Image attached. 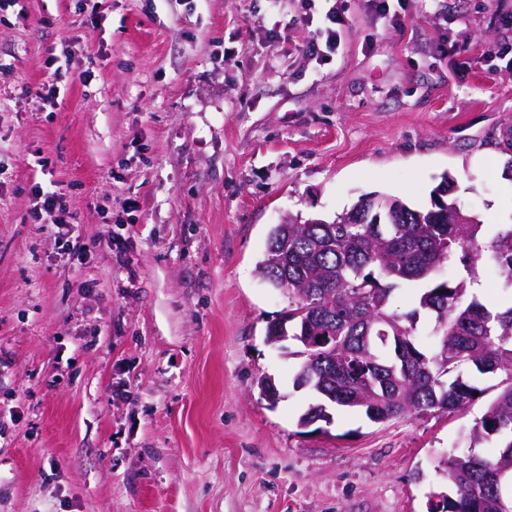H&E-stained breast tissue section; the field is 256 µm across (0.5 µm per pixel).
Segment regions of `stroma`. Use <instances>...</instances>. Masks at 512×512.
Listing matches in <instances>:
<instances>
[{
	"label": "stroma",
	"instance_id": "35a3bbf8",
	"mask_svg": "<svg viewBox=\"0 0 512 512\" xmlns=\"http://www.w3.org/2000/svg\"><path fill=\"white\" fill-rule=\"evenodd\" d=\"M347 25L333 54L324 15ZM0 0V512H427L499 391L303 427L284 216L512 202V0ZM46 166L35 165V157ZM68 221L34 220L35 187ZM79 232L82 256L65 246ZM280 398L268 404L257 381Z\"/></svg>",
	"mask_w": 512,
	"mask_h": 512
}]
</instances>
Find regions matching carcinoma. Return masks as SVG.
<instances>
[{
	"instance_id": "cac0c4a2",
	"label": "carcinoma",
	"mask_w": 512,
	"mask_h": 512,
	"mask_svg": "<svg viewBox=\"0 0 512 512\" xmlns=\"http://www.w3.org/2000/svg\"><path fill=\"white\" fill-rule=\"evenodd\" d=\"M415 207L399 197L398 217L374 223L375 210L355 205L361 219L345 224L306 220L275 224L257 275L288 295L284 317L302 359L299 376H312L323 407L361 409L374 423L430 411L460 409L476 388L461 367L500 374V391L464 435L470 451L451 454L437 469L450 494L429 502V512H512V224L482 228L455 199ZM460 257L464 273L442 280L437 272ZM488 260L501 277L504 302L471 292L477 263ZM418 290L408 313L392 310L394 291ZM303 311L300 316L297 311ZM433 323L420 345L418 324ZM496 437L497 451L473 448Z\"/></svg>"
}]
</instances>
